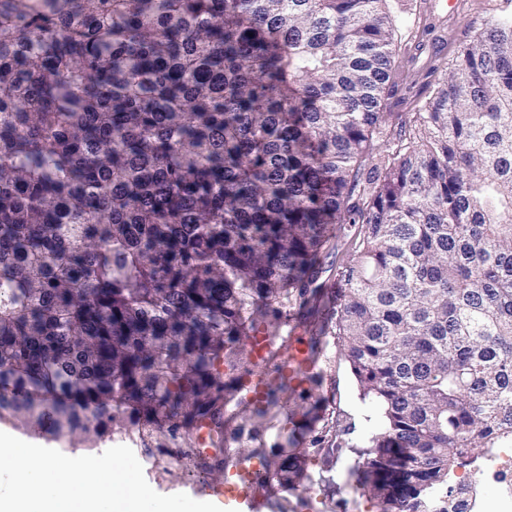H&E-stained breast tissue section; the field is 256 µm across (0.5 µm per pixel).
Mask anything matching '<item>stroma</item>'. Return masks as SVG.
<instances>
[{"mask_svg": "<svg viewBox=\"0 0 512 512\" xmlns=\"http://www.w3.org/2000/svg\"><path fill=\"white\" fill-rule=\"evenodd\" d=\"M488 0H464L461 9L451 12L440 0H389L388 8L397 20L395 42V91L389 100L392 112H405L413 98H428L436 88L438 77L430 73L433 45H441L447 59L473 39L477 28L490 17ZM321 366L326 377L323 392L328 399L327 411L338 420L345 432L338 437L339 449L330 472L338 485L336 493L319 492L316 466H308L313 501L322 505L321 512H376L373 502L359 496L345 484V473L354 455L353 444L362 442L379 426L377 412L362 402L359 387L350 366L336 344H327ZM149 485L158 493H184L191 498L205 496L207 490L223 485L229 475L227 467L205 471L194 456L173 460L160 454L136 449Z\"/></svg>", "mask_w": 512, "mask_h": 512, "instance_id": "stroma-1", "label": "stroma"}]
</instances>
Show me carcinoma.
I'll list each match as a JSON object with an SVG mask.
<instances>
[{"instance_id":"obj_1","label":"carcinoma","mask_w":512,"mask_h":512,"mask_svg":"<svg viewBox=\"0 0 512 512\" xmlns=\"http://www.w3.org/2000/svg\"><path fill=\"white\" fill-rule=\"evenodd\" d=\"M395 28L387 0H0V422L175 460L204 423L218 456L246 346L319 314L235 426L291 427L253 493L330 468L331 337L381 418L354 490L449 512L512 447V15L410 112Z\"/></svg>"}]
</instances>
